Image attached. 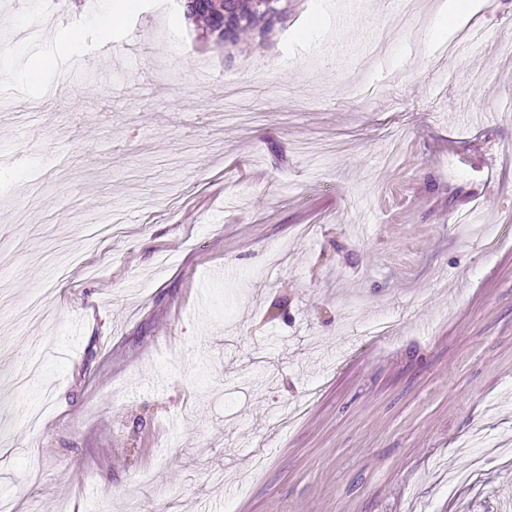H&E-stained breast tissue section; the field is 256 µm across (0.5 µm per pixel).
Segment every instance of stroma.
Listing matches in <instances>:
<instances>
[{"label": "stroma", "mask_w": 512, "mask_h": 512, "mask_svg": "<svg viewBox=\"0 0 512 512\" xmlns=\"http://www.w3.org/2000/svg\"><path fill=\"white\" fill-rule=\"evenodd\" d=\"M87 2L0 0V497L512 512V457L445 487L512 445V0L443 60V0H412L387 65L388 0H299L230 64L182 9Z\"/></svg>", "instance_id": "stroma-1"}]
</instances>
